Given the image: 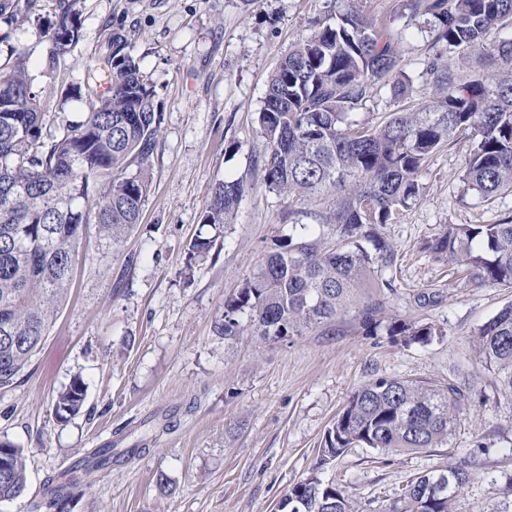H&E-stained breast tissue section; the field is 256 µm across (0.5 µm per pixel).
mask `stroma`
<instances>
[{"label": "stroma", "mask_w": 512, "mask_h": 512, "mask_svg": "<svg viewBox=\"0 0 512 512\" xmlns=\"http://www.w3.org/2000/svg\"><path fill=\"white\" fill-rule=\"evenodd\" d=\"M397 38L412 89L395 99L373 90L354 118L367 128L393 112L427 108L421 78L430 29L406 0H358ZM345 0H81L82 40L51 75L43 26L25 12L0 21V65L10 49L30 52L39 87L82 80L108 29L156 85L163 122L150 158L152 186L141 221L119 246L88 224L68 299L42 350L17 383L0 390V437L24 448V497L0 512H30L48 477L95 448L140 456L100 471L63 510L43 512H273L319 458L322 438L349 395L378 377L436 386L463 378L468 393L447 445L401 455L353 448L320 469L361 512H381L408 477L461 462L473 479L453 512H512L502 489L512 480V403L480 363L476 334L512 302V288L476 287L424 245L449 224H496L512 217V195L483 201L462 180L466 141L440 148L419 178L420 197L383 232L396 250V294L387 313L434 325L440 337L406 345L385 330L366 335L351 322L269 341L218 335L224 301L287 233L290 205L269 192L257 114L267 79L316 18ZM251 185L234 223L209 227L200 215L212 187ZM211 249L191 255L196 237ZM82 377L86 403L57 421L53 398Z\"/></svg>", "instance_id": "obj_1"}]
</instances>
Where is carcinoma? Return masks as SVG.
Listing matches in <instances>:
<instances>
[{
	"label": "carcinoma",
	"mask_w": 512,
	"mask_h": 512,
	"mask_svg": "<svg viewBox=\"0 0 512 512\" xmlns=\"http://www.w3.org/2000/svg\"><path fill=\"white\" fill-rule=\"evenodd\" d=\"M428 17L434 43L461 58L494 65L461 77L448 57H428L422 78L433 90L429 108L395 112L376 129L356 127L353 114L379 85L400 96L408 85L402 56L389 31L347 2L345 11L316 21L314 34L296 43L270 75L258 112L265 187L300 204L325 197L321 212L288 211L291 230L275 240L256 270L224 300L217 332L226 339L245 331L266 340L323 328L352 317L371 335L385 326L407 344L442 335L429 323L385 316L383 291H394L385 272L394 261L381 232L419 194L418 177L432 153L464 135L469 140L463 180L482 199L512 193V0H411ZM50 49L44 74L81 41L79 0H51ZM30 52L15 46L0 68V389L12 387L42 349L71 287L84 226L119 244L139 223L148 197L149 161L161 133L155 86L126 51L123 35L107 34L106 50L80 83L47 96L29 70ZM85 109L58 130H47L50 107ZM251 188L242 179L213 188L201 224H230ZM312 220L302 223L299 216ZM437 259L464 267L477 287L512 288V217L497 224H450L427 242ZM482 367L500 394L512 398V303L478 330ZM457 381L378 377L351 393L324 434L321 468L348 449L387 454L435 448L455 430L465 397ZM84 383L57 393L55 416L65 421L83 409ZM0 501L27 489L24 450L0 439ZM142 452L97 448L71 477L49 483L50 503L66 504L85 479ZM454 481L448 482L447 474ZM473 477L471 465L410 477L388 512H451L452 500ZM282 512H356L339 486L312 475L283 497Z\"/></svg>",
	"instance_id": "carcinoma-1"
}]
</instances>
